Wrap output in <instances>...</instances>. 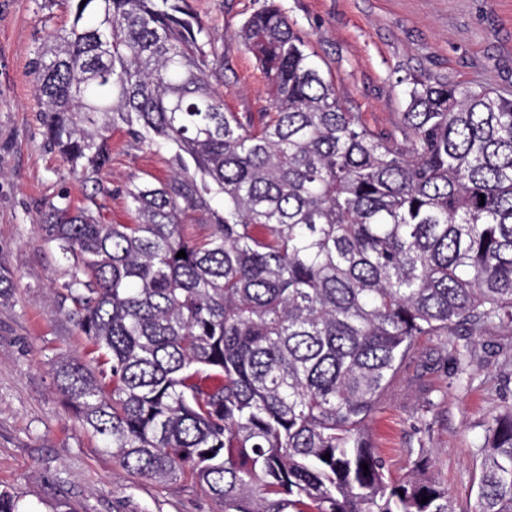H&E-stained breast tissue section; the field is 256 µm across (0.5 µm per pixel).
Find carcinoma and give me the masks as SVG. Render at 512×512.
<instances>
[{
  "label": "carcinoma",
  "mask_w": 512,
  "mask_h": 512,
  "mask_svg": "<svg viewBox=\"0 0 512 512\" xmlns=\"http://www.w3.org/2000/svg\"><path fill=\"white\" fill-rule=\"evenodd\" d=\"M65 4L32 65L48 144L96 184L120 125L177 165L128 188L132 224L65 202L39 226L71 263L55 301L87 350L51 367L86 429L224 512H456L427 460L393 479L367 424L416 338L512 334V97L412 82L403 133L375 131L264 0L242 31L272 92L255 122L224 104V54L188 0ZM472 512H512V410L487 429Z\"/></svg>",
  "instance_id": "cac0c4a2"
}]
</instances>
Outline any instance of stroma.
<instances>
[{"label": "stroma", "instance_id": "1", "mask_svg": "<svg viewBox=\"0 0 512 512\" xmlns=\"http://www.w3.org/2000/svg\"><path fill=\"white\" fill-rule=\"evenodd\" d=\"M329 70L346 111L369 127L397 128L409 82L483 83L512 93V0H277ZM263 0H191L224 54V101L259 117L271 106L240 30ZM71 16L64 4L0 0V257L13 288L0 298V490L22 512H224L186 479L127 473L102 452L57 390L53 357L86 340L54 292L70 264L37 227L49 203L70 201L106 224H129L131 183L166 179L170 149L113 129L103 189L83 183L45 142L31 63ZM512 335L487 327L423 336L382 395L370 437L393 477L419 456L447 486L456 512L474 504L479 448L493 415L512 409Z\"/></svg>", "mask_w": 512, "mask_h": 512}]
</instances>
